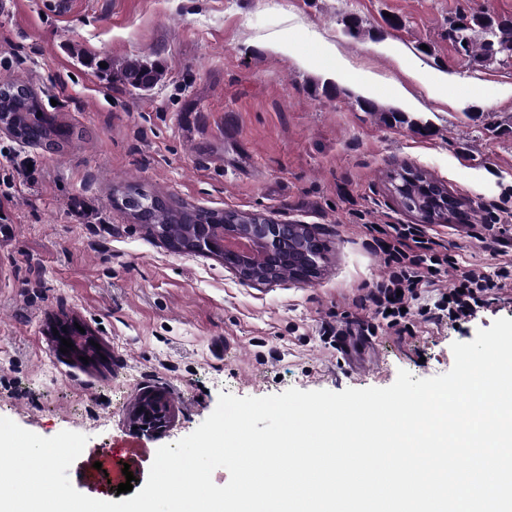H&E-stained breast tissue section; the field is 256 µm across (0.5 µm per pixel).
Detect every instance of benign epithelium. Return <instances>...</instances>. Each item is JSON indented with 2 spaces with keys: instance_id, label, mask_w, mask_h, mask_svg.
Wrapping results in <instances>:
<instances>
[{
  "instance_id": "1",
  "label": "benign epithelium",
  "mask_w": 512,
  "mask_h": 512,
  "mask_svg": "<svg viewBox=\"0 0 512 512\" xmlns=\"http://www.w3.org/2000/svg\"><path fill=\"white\" fill-rule=\"evenodd\" d=\"M301 225L269 224H197L189 243L178 248L184 253H204L224 259V266L236 272L246 282L270 284L278 280L277 267L291 263L298 267L296 277L310 280L318 274L323 259L322 246L312 232H307L308 243L300 244ZM138 415L160 429L158 422L162 405L150 399L138 408Z\"/></svg>"
}]
</instances>
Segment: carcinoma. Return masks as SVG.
I'll return each mask as SVG.
<instances>
[{
    "mask_svg": "<svg viewBox=\"0 0 512 512\" xmlns=\"http://www.w3.org/2000/svg\"><path fill=\"white\" fill-rule=\"evenodd\" d=\"M482 33V41L475 43V33ZM448 39L468 57L484 61L498 58L512 59V20H500L486 12L474 11L459 18L448 26ZM126 83L134 89H148L157 81V72L137 62L126 65L123 71ZM10 97H0V113L8 115L15 138L35 146H52L62 148L74 135V132L49 118L37 98L27 86L8 83ZM357 104L365 112L379 114L384 124L393 127L408 125L416 130L423 129L406 113L394 109H383L372 101L359 98ZM390 184L403 206L410 212L424 215L431 208L437 215H450L459 218L463 203H458L456 210L448 208V189L422 171L404 168L390 175ZM124 198H135L137 202L125 204L133 219L139 224H162L171 244L181 242L189 234V226L200 220H215L226 224H253L265 220L261 214L224 211L215 213L187 206L156 207L152 204V195L141 191H128Z\"/></svg>",
    "mask_w": 512,
    "mask_h": 512,
    "instance_id": "cac0c4a2",
    "label": "carcinoma"
}]
</instances>
